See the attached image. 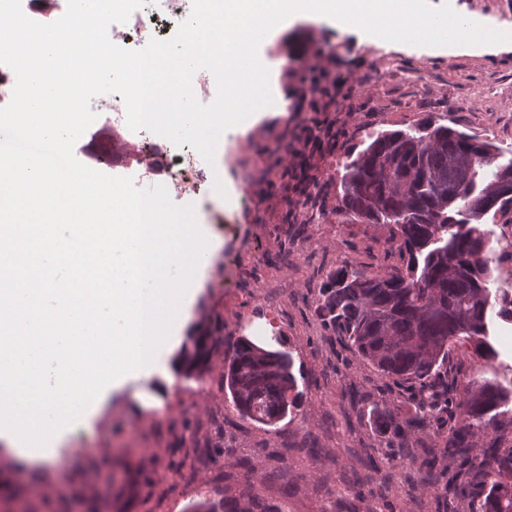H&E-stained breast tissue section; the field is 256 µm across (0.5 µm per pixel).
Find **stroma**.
<instances>
[{
	"label": "stroma",
	"mask_w": 512,
	"mask_h": 512,
	"mask_svg": "<svg viewBox=\"0 0 512 512\" xmlns=\"http://www.w3.org/2000/svg\"><path fill=\"white\" fill-rule=\"evenodd\" d=\"M263 53L289 112L224 133V172L248 171L240 200L208 225L219 250L196 296L189 337L208 336L205 376L165 393L131 377L110 392L106 426L81 428L51 467L0 466V512H188L241 494L283 512H444L455 463L432 428L413 429L411 457L382 447L373 420L413 403L344 349L317 315L320 289L342 262L384 273L404 267L389 226L350 224L336 194L307 204L369 133L427 117L512 150V52L448 57L364 44L304 17L272 32ZM282 337L297 409L272 426L240 417L224 398V359L239 339ZM431 450L433 476L415 455Z\"/></svg>",
	"instance_id": "35a3bbf8"
}]
</instances>
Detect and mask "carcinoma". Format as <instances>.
Masks as SVG:
<instances>
[{"instance_id": "obj_1", "label": "carcinoma", "mask_w": 512, "mask_h": 512, "mask_svg": "<svg viewBox=\"0 0 512 512\" xmlns=\"http://www.w3.org/2000/svg\"><path fill=\"white\" fill-rule=\"evenodd\" d=\"M448 125L425 124L368 135L338 177L336 212L351 223L387 224L405 267L385 274L345 264L330 273L317 312L359 360L414 403L416 420L378 416L387 448H404L412 428L447 429L444 448L457 470L448 495L468 512H512V366L467 383L458 393L457 348L473 346L486 365L498 358L493 319L512 322V281L498 275L503 256L483 219L512 210V158ZM205 336L191 337L187 371L205 374ZM288 355L241 339L224 359V396L243 418L271 426L297 407ZM488 438L483 457L469 455ZM189 512H240L235 499L203 498Z\"/></svg>"}]
</instances>
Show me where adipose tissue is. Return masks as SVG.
Wrapping results in <instances>:
<instances>
[{
	"instance_id": "obj_1",
	"label": "adipose tissue",
	"mask_w": 512,
	"mask_h": 512,
	"mask_svg": "<svg viewBox=\"0 0 512 512\" xmlns=\"http://www.w3.org/2000/svg\"><path fill=\"white\" fill-rule=\"evenodd\" d=\"M134 239L135 260L113 272L111 290L82 287L85 264L73 250L35 239L28 244L32 268L47 286L37 290V304L50 310L47 334L68 343L73 353L85 351L89 339L104 328L112 330V356L105 363V379L122 381L132 375L156 379L170 388L182 374L183 360L168 356L201 286L204 269L217 246L203 225L178 215L170 224L140 225ZM67 276L78 281L67 304L56 301L52 283ZM18 289H0V311L10 322L0 325V356L13 351L16 336L26 332L29 309L18 301ZM109 307L110 326L82 318L84 308ZM101 401L92 398L82 374L62 364L46 342L25 350L22 366L0 378V441L8 449L7 464L21 465L57 456V438L73 426L106 422Z\"/></svg>"
}]
</instances>
